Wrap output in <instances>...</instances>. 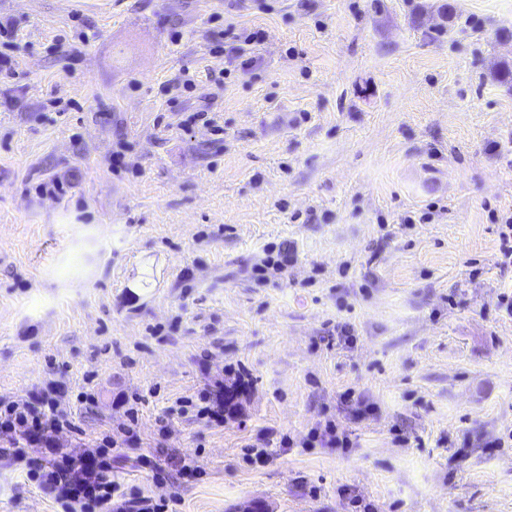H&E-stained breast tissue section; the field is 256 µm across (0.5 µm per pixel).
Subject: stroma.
Wrapping results in <instances>:
<instances>
[{"instance_id":"stroma-1","label":"stroma","mask_w":512,"mask_h":512,"mask_svg":"<svg viewBox=\"0 0 512 512\" xmlns=\"http://www.w3.org/2000/svg\"><path fill=\"white\" fill-rule=\"evenodd\" d=\"M0 21V405L75 412L64 448L137 409L112 476L172 512H512V0ZM173 451L195 477L154 478ZM0 482V512H56L21 464ZM200 399L206 404L198 410V416L206 418L208 422L218 426L224 424V391H217L216 394H204Z\"/></svg>"}]
</instances>
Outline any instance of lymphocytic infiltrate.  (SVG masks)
Segmentation results:
<instances>
[{
    "mask_svg": "<svg viewBox=\"0 0 512 512\" xmlns=\"http://www.w3.org/2000/svg\"><path fill=\"white\" fill-rule=\"evenodd\" d=\"M121 437H106L88 449L58 447L55 435L64 423L53 404L33 406L21 396L0 411V458L20 459L30 443L41 444L39 460L28 462L26 476L60 507L61 512H168V502L125 494L112 478L110 453L134 435L137 413Z\"/></svg>",
    "mask_w": 512,
    "mask_h": 512,
    "instance_id": "obj_1",
    "label": "lymphocytic infiltrate"
}]
</instances>
